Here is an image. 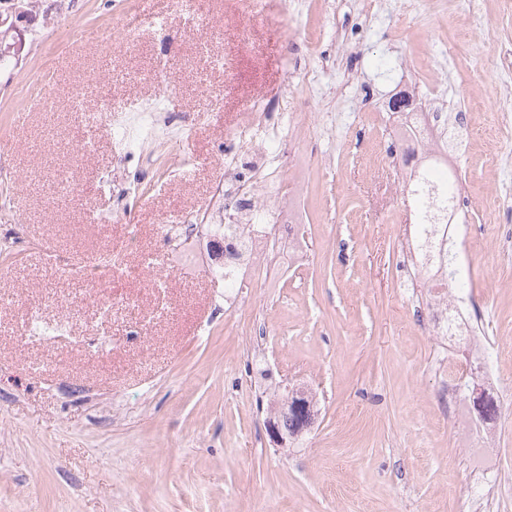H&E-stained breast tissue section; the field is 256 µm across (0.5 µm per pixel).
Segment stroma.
I'll use <instances>...</instances> for the list:
<instances>
[{"label": "stroma", "instance_id": "obj_1", "mask_svg": "<svg viewBox=\"0 0 512 512\" xmlns=\"http://www.w3.org/2000/svg\"><path fill=\"white\" fill-rule=\"evenodd\" d=\"M139 0H40L17 67L0 72V512H458L461 489L482 494L444 418L439 350L408 299L400 239L410 198L391 196L359 133L425 60L443 59V91L471 129L460 158L471 244L458 266L464 295L493 318L497 367L512 394V252L496 246L497 213L486 200L512 193L508 165L484 163L500 112L486 98L501 79V42L512 40V0H483L479 26L431 0H312L268 22H242L237 0H206L209 24L187 29L175 0H156L165 28L124 45L120 18ZM223 67L199 57L200 43ZM339 54L335 74L320 58ZM320 73L329 94L314 105L333 133L311 132L300 149L335 153L337 168L310 178L311 221L299 229L305 269L259 285L225 314L224 283L199 266H172L162 222L204 209L224 175V129L251 104L282 97L299 74L285 56ZM164 71L167 111L195 114L184 146L193 163L162 176L174 148L137 144L125 167L141 181L130 217L96 223L117 203L103 180L119 145L112 125L90 129L76 107L108 98L120 117L148 101ZM42 84L48 110L25 127L14 115ZM483 98L465 111L468 96ZM137 234L139 248L127 240ZM111 257L112 324L91 316L90 285L47 257ZM40 308L61 340L25 343ZM305 383L321 410L298 444L276 446L265 430L270 394Z\"/></svg>", "mask_w": 512, "mask_h": 512}]
</instances>
